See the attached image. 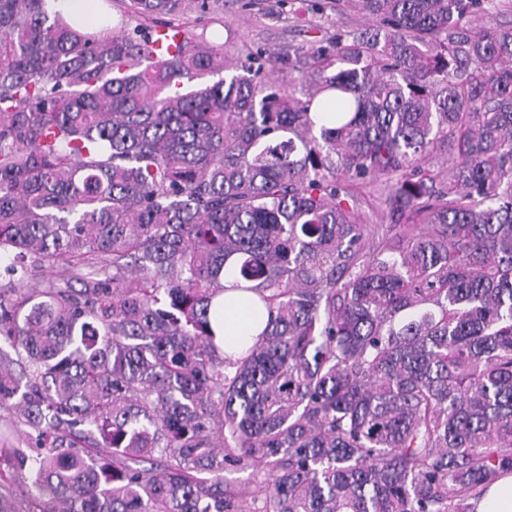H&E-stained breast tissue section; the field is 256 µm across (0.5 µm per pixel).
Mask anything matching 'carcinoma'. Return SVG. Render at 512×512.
Returning <instances> with one entry per match:
<instances>
[{"mask_svg":"<svg viewBox=\"0 0 512 512\" xmlns=\"http://www.w3.org/2000/svg\"><path fill=\"white\" fill-rule=\"evenodd\" d=\"M493 4L357 0L374 28L288 54L302 100L281 57L153 23L187 0H121V29L0 0V265L61 270L0 287L28 366L0 361V407L35 431L0 433V512H474L512 471V26H470ZM381 176L366 261L354 184ZM229 287L269 313L235 359ZM270 77L274 85L288 92L293 91L295 96L304 98L308 83L305 82V79L297 71L288 70V64H278L274 71L270 73ZM224 477L227 482L236 490H246L252 492L255 489L257 480L263 479V473L259 474L255 467L250 463L239 467H228L224 471Z\"/></svg>","mask_w":512,"mask_h":512,"instance_id":"cac0c4a2","label":"carcinoma"}]
</instances>
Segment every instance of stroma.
Here are the masks:
<instances>
[{"label": "stroma", "mask_w": 512, "mask_h": 512, "mask_svg": "<svg viewBox=\"0 0 512 512\" xmlns=\"http://www.w3.org/2000/svg\"><path fill=\"white\" fill-rule=\"evenodd\" d=\"M224 21L227 40L224 54L228 60L242 61L257 52L286 54L309 43L321 45L333 41L336 34L363 29L370 24L368 16L354 6L315 12L309 0H295L288 9H281L279 0H250L248 7L224 5L213 0L211 10L197 21L194 31L202 33L211 18ZM384 180L357 188L361 221L371 233L364 248L365 256H375L381 236L389 223L388 209L381 197Z\"/></svg>", "instance_id": "obj_1"}]
</instances>
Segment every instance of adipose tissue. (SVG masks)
Segmentation results:
<instances>
[{
	"instance_id": "1",
	"label": "adipose tissue",
	"mask_w": 512,
	"mask_h": 512,
	"mask_svg": "<svg viewBox=\"0 0 512 512\" xmlns=\"http://www.w3.org/2000/svg\"><path fill=\"white\" fill-rule=\"evenodd\" d=\"M247 299L248 294L244 291L230 290L224 294L225 309L214 328L216 342L225 353L235 352L241 343L252 340L268 318L266 310L252 312Z\"/></svg>"
}]
</instances>
